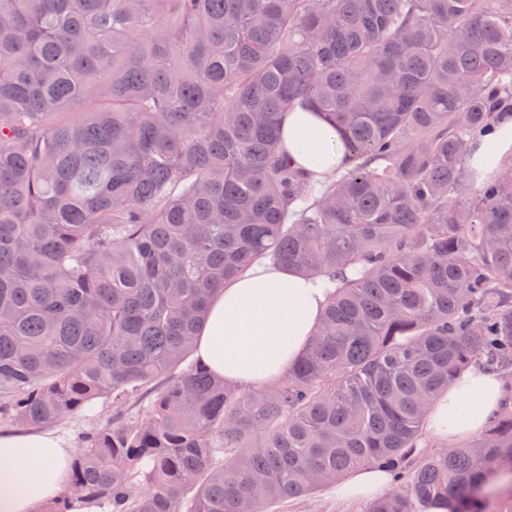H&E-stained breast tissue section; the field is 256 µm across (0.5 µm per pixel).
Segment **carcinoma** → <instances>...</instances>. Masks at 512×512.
<instances>
[{"label":"carcinoma","instance_id":"cac0c4a2","mask_svg":"<svg viewBox=\"0 0 512 512\" xmlns=\"http://www.w3.org/2000/svg\"><path fill=\"white\" fill-rule=\"evenodd\" d=\"M298 109L344 174L289 158ZM508 113L512 0H0V422L116 409L46 512H269L362 466L364 512H512V401L420 455L458 371L512 376V152L472 166ZM257 259L335 290L243 391L194 351Z\"/></svg>","mask_w":512,"mask_h":512}]
</instances>
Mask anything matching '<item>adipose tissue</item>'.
Listing matches in <instances>:
<instances>
[{"label":"adipose tissue","mask_w":512,"mask_h":512,"mask_svg":"<svg viewBox=\"0 0 512 512\" xmlns=\"http://www.w3.org/2000/svg\"><path fill=\"white\" fill-rule=\"evenodd\" d=\"M283 141L289 157L312 172L343 161L336 131L319 113H288ZM327 294L324 279L255 263L213 298L195 355L233 385L252 389L274 382L301 357ZM510 396L512 385L501 375L469 366L435 400L427 427L443 444H466ZM73 458V448L57 433L0 431V512H42L65 493ZM391 486L387 471L363 468L337 481L332 492L339 501L359 502Z\"/></svg>","instance_id":"obj_1"}]
</instances>
